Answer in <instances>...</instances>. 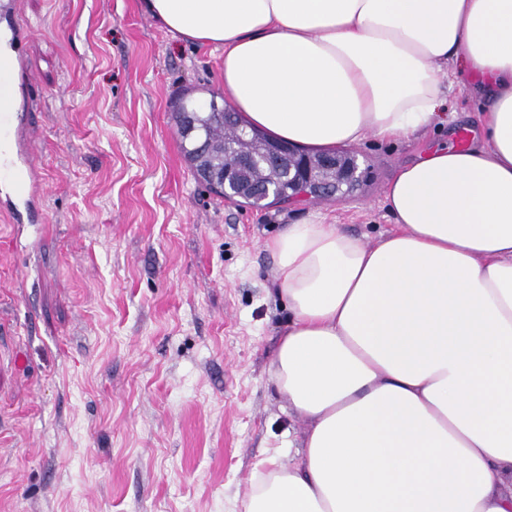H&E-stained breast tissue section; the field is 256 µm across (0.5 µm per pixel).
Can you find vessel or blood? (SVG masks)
<instances>
[{
    "label": "vessel or blood",
    "mask_w": 512,
    "mask_h": 512,
    "mask_svg": "<svg viewBox=\"0 0 512 512\" xmlns=\"http://www.w3.org/2000/svg\"><path fill=\"white\" fill-rule=\"evenodd\" d=\"M0 15V48L17 88L0 105V215L12 224H42L48 189L30 137L34 85L24 57L33 31L16 17L13 0H0Z\"/></svg>",
    "instance_id": "b4317fda"
}]
</instances>
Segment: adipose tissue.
<instances>
[{
    "label": "adipose tissue",
    "instance_id": "1",
    "mask_svg": "<svg viewBox=\"0 0 512 512\" xmlns=\"http://www.w3.org/2000/svg\"><path fill=\"white\" fill-rule=\"evenodd\" d=\"M224 52V104L307 149L411 138L479 81L471 146L384 188L370 244L317 213L265 242L288 325L269 381L308 425L240 512H512V0H145Z\"/></svg>",
    "mask_w": 512,
    "mask_h": 512
}]
</instances>
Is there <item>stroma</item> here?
Returning <instances> with one entry per match:
<instances>
[{"mask_svg":"<svg viewBox=\"0 0 512 512\" xmlns=\"http://www.w3.org/2000/svg\"><path fill=\"white\" fill-rule=\"evenodd\" d=\"M16 3L49 193L46 223L0 219V512H234L306 428L269 381L288 308L263 242L318 211L375 242L384 186L448 131L354 146L353 196L257 210L196 180L171 116L223 95L219 50L142 0ZM453 80L461 131L475 79Z\"/></svg>","mask_w":512,"mask_h":512,"instance_id":"1","label":"stroma"}]
</instances>
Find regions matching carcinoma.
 <instances>
[{"label": "carcinoma", "mask_w": 512, "mask_h": 512, "mask_svg": "<svg viewBox=\"0 0 512 512\" xmlns=\"http://www.w3.org/2000/svg\"><path fill=\"white\" fill-rule=\"evenodd\" d=\"M227 109L210 99L209 104H187L182 96L173 106V118L185 160L196 177L219 197H231L249 207L269 208L275 201L305 192L313 199L322 197L314 182L297 181L284 168L270 165L254 150L264 140L246 131L238 115H225ZM342 164L321 173L322 180L346 198L356 192L363 177L357 170L355 155L339 152Z\"/></svg>", "instance_id": "cac0c4a2"}]
</instances>
